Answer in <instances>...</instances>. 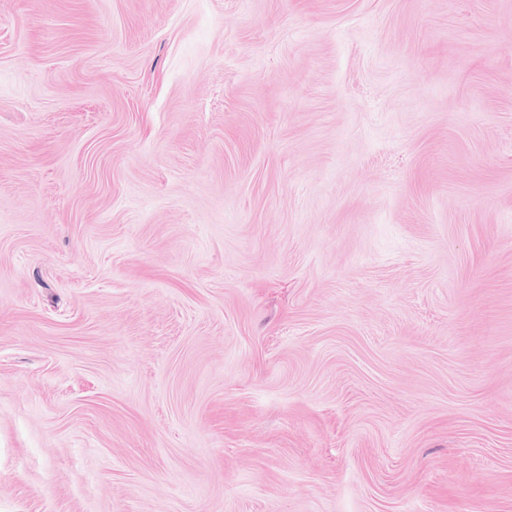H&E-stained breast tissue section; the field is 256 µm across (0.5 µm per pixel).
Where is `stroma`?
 Here are the masks:
<instances>
[{"label": "stroma", "mask_w": 512, "mask_h": 512, "mask_svg": "<svg viewBox=\"0 0 512 512\" xmlns=\"http://www.w3.org/2000/svg\"><path fill=\"white\" fill-rule=\"evenodd\" d=\"M0 512H512V0H0Z\"/></svg>", "instance_id": "35a3bbf8"}]
</instances>
